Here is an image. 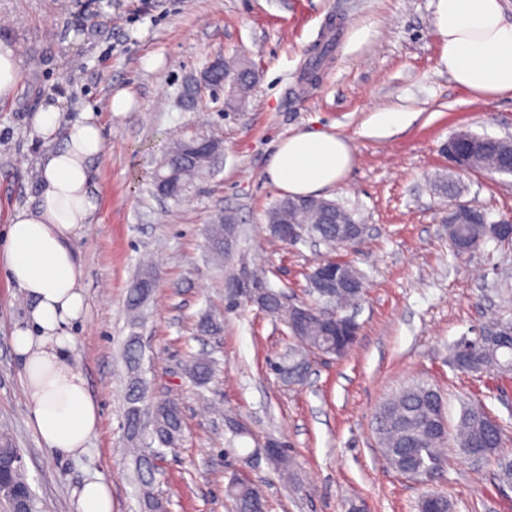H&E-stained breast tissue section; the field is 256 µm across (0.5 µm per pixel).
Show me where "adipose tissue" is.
I'll return each instance as SVG.
<instances>
[{
	"mask_svg": "<svg viewBox=\"0 0 512 512\" xmlns=\"http://www.w3.org/2000/svg\"><path fill=\"white\" fill-rule=\"evenodd\" d=\"M435 28L457 84L482 101L512 97V15L502 0H437ZM57 114L51 105L34 117L47 142L35 162L36 194L14 213L0 259L31 302L28 324L11 336L30 423L46 448L77 455L98 430L99 409L61 350L67 327L87 315L84 270L71 243L96 221L103 138L94 112L65 127ZM350 165L344 139L308 131L279 143L267 174L288 195L309 196L336 186Z\"/></svg>",
	"mask_w": 512,
	"mask_h": 512,
	"instance_id": "obj_1",
	"label": "adipose tissue"
}]
</instances>
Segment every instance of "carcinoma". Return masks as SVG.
Listing matches in <instances>:
<instances>
[{
    "instance_id": "cac0c4a2",
    "label": "carcinoma",
    "mask_w": 512,
    "mask_h": 512,
    "mask_svg": "<svg viewBox=\"0 0 512 512\" xmlns=\"http://www.w3.org/2000/svg\"><path fill=\"white\" fill-rule=\"evenodd\" d=\"M249 71L245 59L226 64L217 72L216 85H222L224 78L229 82L243 83L249 79ZM477 139L481 145L470 160L472 169L509 174V154L512 151L488 136L479 135ZM211 163L212 153L208 149L198 147L196 142L186 146L179 142L161 162L157 173L177 187L174 193L177 197L187 181L206 171ZM285 220L302 226L303 237L299 242L320 239L331 245L335 243L339 229L356 223L352 214L336 202L315 197L294 208L288 206L286 197L274 202L268 214L272 235H277V226ZM233 235L235 227L232 224L209 226L208 237L215 255H224V240ZM484 235L485 227L482 224L448 225V245L456 255L461 254V243ZM154 282L152 269H144L130 292L129 306L132 311L139 310L147 301ZM251 282L255 289L254 296L264 305L265 311L287 318L285 310L281 308L279 292L268 286L265 277L253 272ZM362 296L361 290L338 288L335 295L329 298V303L339 311L356 303ZM354 341L355 337L347 333L330 335L318 322L309 321L293 336L287 357L275 369L282 380L298 384L307 373V350L319 347L343 355L350 350ZM124 358L129 371L125 412L127 437L136 443L142 434L141 410L147 398V387L139 373L142 349L138 337L131 336L126 341ZM449 361L463 373L512 372V317L502 315L485 321L476 336H465L452 346ZM214 372V362L206 358L192 360L188 368L192 380L200 386L209 382ZM378 418L383 456L393 470L420 483L440 476L445 464L442 447L448 442V427L444 401L436 389L425 383L407 386L381 406ZM183 427L184 415L177 399L166 397L152 402V435L159 447L150 458L137 456V474L147 512H163V502L153 493L155 474L158 472L155 462L163 458L164 449L178 444ZM454 442L457 452L464 458L479 456L495 460L499 477L512 482V458L500 454L503 429L483 407L471 405L464 408L454 430ZM18 459V449L7 443L0 445V494L9 501L15 512H34L31 486ZM225 494L232 499L234 512H266L263 495L251 483L232 480L228 482ZM419 510L452 512V503L443 494H429L420 500Z\"/></svg>"
}]
</instances>
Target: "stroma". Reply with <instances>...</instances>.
Returning <instances> with one entry per match:
<instances>
[{"label":"stroma","mask_w":512,"mask_h":512,"mask_svg":"<svg viewBox=\"0 0 512 512\" xmlns=\"http://www.w3.org/2000/svg\"><path fill=\"white\" fill-rule=\"evenodd\" d=\"M435 12L436 0H0V40L21 57L20 81L0 100V247L36 191L45 145L33 115L53 104L71 123L90 109L104 138L97 222L72 243L88 313L63 349L100 410L79 457L45 448L29 422L11 346L29 302L0 267V434L22 455L36 512H74V490L95 477L112 485V512H142L123 427L120 351L131 335L151 391L178 395L184 413L182 439L154 482L167 512H233L225 487L234 475L263 487L268 512H418L433 491L454 512H512V484L495 461L450 446L441 478L422 484L390 468L379 442L381 405L424 381L440 391L449 425L465 406H484L512 456V374L471 375L449 363L450 347L486 313L512 314V244L490 241L455 258L446 224L453 201L493 221L511 217L512 176L458 170L442 151L461 129L512 135V98L478 102L456 84ZM318 47L328 53L303 82ZM234 56L256 74L244 103L228 106L206 90L187 101L209 63ZM120 90L134 106L117 115L110 100ZM386 110L405 113L404 123L376 128ZM316 130L351 149L350 172L320 196L366 224L358 246L293 247L269 232L267 210L283 195L267 175L270 159L282 140ZM194 136L220 140L211 168L180 198L154 194L157 161ZM442 179L456 185L454 199L436 193ZM227 214L238 232L218 259L206 232ZM332 258L364 277V296L348 311L358 336L343 357L311 355L305 381L287 384L273 370L288 352L287 326L256 304L230 306L226 282L244 261L299 303L310 298L307 272ZM147 267L157 287L135 326L129 292ZM207 312L220 332H198ZM193 356L217 362L205 387L185 373ZM270 443L290 458L289 479L266 459L246 461Z\"/></svg>","instance_id":"35a3bbf8"}]
</instances>
